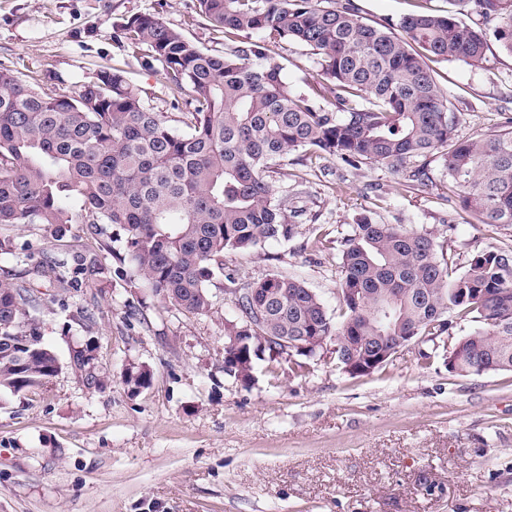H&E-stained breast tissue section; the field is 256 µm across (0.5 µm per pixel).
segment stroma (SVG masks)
I'll return each mask as SVG.
<instances>
[{
	"label": "stroma",
	"mask_w": 512,
	"mask_h": 512,
	"mask_svg": "<svg viewBox=\"0 0 512 512\" xmlns=\"http://www.w3.org/2000/svg\"><path fill=\"white\" fill-rule=\"evenodd\" d=\"M370 22L449 0H353ZM154 15L200 47L214 48L198 0H0V67L37 89L76 92L106 67L147 88L151 111L185 132L189 94L171 90L160 65L126 58L118 27ZM288 83L319 82L315 55L295 42L271 47ZM451 96L457 134L499 130L512 117V55L490 44L480 65L429 60ZM411 186L387 168L336 160L276 167L273 199L298 211L296 234L248 254L228 252L211 282L213 307L190 315L130 291L88 225H0L16 250L0 254V283L33 288L45 343L61 370L42 391L0 408V512H512V372L450 373L412 341L385 367L351 376L335 356L301 374L256 365L250 386L224 372L227 294L272 273L302 274L328 312L342 304L337 226L368 219L431 231L453 268L474 254L512 249V227H490L448 200L439 163ZM93 256V286L59 284L53 264ZM93 360L75 367V351ZM152 372L127 386L128 364Z\"/></svg>",
	"instance_id": "35a3bbf8"
}]
</instances>
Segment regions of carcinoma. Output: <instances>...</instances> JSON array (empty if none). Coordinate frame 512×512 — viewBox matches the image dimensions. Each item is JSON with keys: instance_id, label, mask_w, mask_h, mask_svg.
Masks as SVG:
<instances>
[{"instance_id": "carcinoma-1", "label": "carcinoma", "mask_w": 512, "mask_h": 512, "mask_svg": "<svg viewBox=\"0 0 512 512\" xmlns=\"http://www.w3.org/2000/svg\"><path fill=\"white\" fill-rule=\"evenodd\" d=\"M482 19L455 11L415 13L371 24L351 0H198L222 35L224 52L204 50L160 19L141 15L120 29L124 50L162 64L176 91L189 88L188 131L177 134L145 105L146 91L120 68H105L72 95L40 92L0 69V224L112 226L103 248L130 289H147L189 314L210 311V284L224 254L250 253L294 236L286 208L273 201L268 173L290 155L302 163L340 159L377 163L417 185L440 161L460 208L492 227H512V120L492 134L461 139L457 116L426 60L480 63L489 41L512 55V0H460ZM292 40L317 56L319 86L296 91L269 43ZM330 93L334 109L316 105ZM341 319L299 274L258 279L224 324V372L247 386L280 343L257 336H349L336 351L341 368L368 363L373 348L421 336L431 354L453 356L460 376L512 371V250L473 255L457 273L424 229L368 220L336 231ZM105 268L91 257L75 274L92 284ZM24 284L0 283V396L45 388L61 364L43 341ZM473 328L447 346L446 315ZM144 366L124 382L150 385Z\"/></svg>"}]
</instances>
